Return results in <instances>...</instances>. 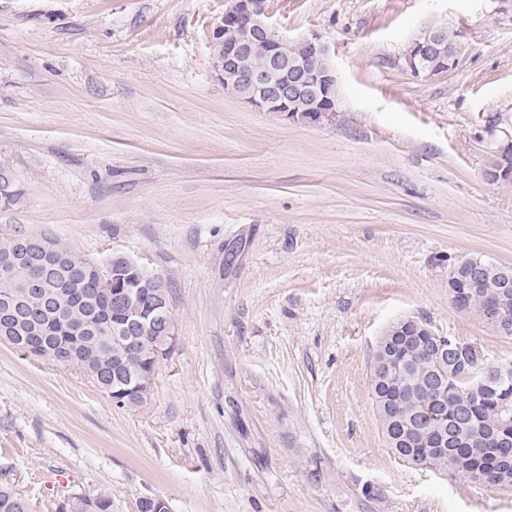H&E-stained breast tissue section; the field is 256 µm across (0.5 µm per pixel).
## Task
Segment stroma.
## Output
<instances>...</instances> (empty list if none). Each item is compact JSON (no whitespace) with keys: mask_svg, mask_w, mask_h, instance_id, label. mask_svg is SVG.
Instances as JSON below:
<instances>
[{"mask_svg":"<svg viewBox=\"0 0 512 512\" xmlns=\"http://www.w3.org/2000/svg\"><path fill=\"white\" fill-rule=\"evenodd\" d=\"M230 0H0V234H44L169 285L175 340L144 404L0 341V483L33 512L104 492L112 512H512V486L405 464L368 382L385 328L512 362L457 310L448 268L512 266V185L484 126L512 115V0H270L338 76L320 124L225 89L209 31ZM456 63L404 64L425 26ZM320 481L309 476L311 461ZM431 31L434 33L441 42V48L443 49V53L441 55L433 56L426 60L422 61V64L427 66H441L445 63L451 64L455 60L456 56V46L455 43L448 37V31L444 26H429L426 27L425 30L420 31L418 35L425 36L427 31ZM417 35V36H418ZM416 36V37H417ZM439 43L435 37L426 36L423 41L421 38H414L408 46L406 52L407 59V67L411 71V73L415 76L424 75L425 77H431L443 72H446L448 69L452 68L455 62L451 65H445L442 68H427L415 61L417 56L420 57H429L432 54L439 53ZM412 51V54L410 52Z\"/></svg>","mask_w":512,"mask_h":512,"instance_id":"1","label":"stroma"}]
</instances>
